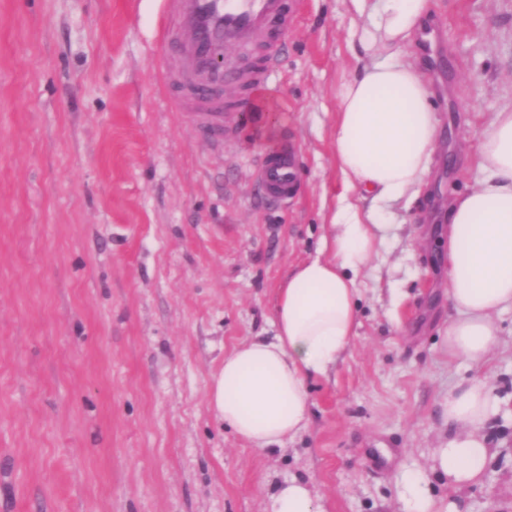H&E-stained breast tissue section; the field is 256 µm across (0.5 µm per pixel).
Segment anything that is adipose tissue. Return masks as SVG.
<instances>
[{
    "label": "adipose tissue",
    "instance_id": "1",
    "mask_svg": "<svg viewBox=\"0 0 512 512\" xmlns=\"http://www.w3.org/2000/svg\"><path fill=\"white\" fill-rule=\"evenodd\" d=\"M364 23L360 71L337 91L332 141L344 191L314 257L277 290L273 332L224 356L207 393L217 421L249 447L266 451L306 430L308 383L348 350L358 318L355 278L388 241V208L418 196L440 138L433 90L409 50L432 0H353ZM482 180L448 204V357L485 367L497 345L496 317L512 310V105L479 131ZM497 412L487 380L448 392L453 432L427 468L401 473L407 512H465L460 499L431 493L433 478L456 490L476 485L490 463L483 429ZM268 512H320L303 481L271 494Z\"/></svg>",
    "mask_w": 512,
    "mask_h": 512
}]
</instances>
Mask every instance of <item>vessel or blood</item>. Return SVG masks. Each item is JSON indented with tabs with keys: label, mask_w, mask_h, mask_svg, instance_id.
Returning <instances> with one entry per match:
<instances>
[{
	"label": "vessel or blood",
	"mask_w": 512,
	"mask_h": 512,
	"mask_svg": "<svg viewBox=\"0 0 512 512\" xmlns=\"http://www.w3.org/2000/svg\"><path fill=\"white\" fill-rule=\"evenodd\" d=\"M296 8L297 0H159L158 40L166 41L173 21L189 35L179 46V68L164 71L163 79L173 86V102L187 104L214 143L236 137L240 112L268 85ZM228 46L252 54V63L231 59L215 67L214 55ZM258 182L267 199L284 201L294 195L292 141L265 156Z\"/></svg>",
	"instance_id": "vessel-or-blood-1"
}]
</instances>
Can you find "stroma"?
<instances>
[{
    "mask_svg": "<svg viewBox=\"0 0 512 512\" xmlns=\"http://www.w3.org/2000/svg\"><path fill=\"white\" fill-rule=\"evenodd\" d=\"M158 0H0V512H265L307 481L323 512H405L458 382L494 387L491 464L468 512H512V311L490 363L449 360L447 212L477 133L512 103V0H433L439 152L358 277L356 336L310 384L308 428L261 452L207 405L224 356L271 331L276 290L343 186L331 131L356 71L350 0H299L269 92L297 192L265 201L264 115L216 146L161 81ZM389 453L386 467L372 464Z\"/></svg>",
    "mask_w": 512,
    "mask_h": 512,
    "instance_id": "obj_1",
    "label": "stroma"
}]
</instances>
